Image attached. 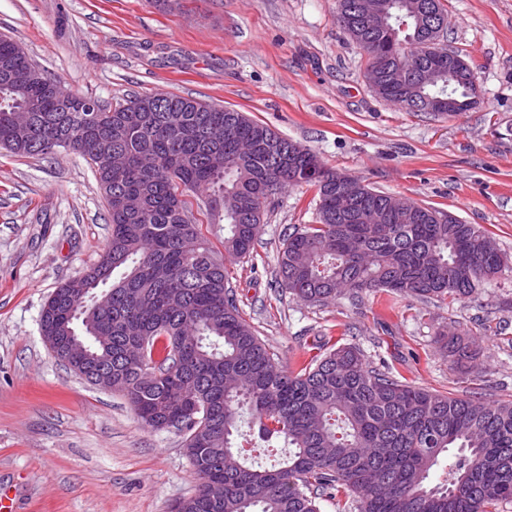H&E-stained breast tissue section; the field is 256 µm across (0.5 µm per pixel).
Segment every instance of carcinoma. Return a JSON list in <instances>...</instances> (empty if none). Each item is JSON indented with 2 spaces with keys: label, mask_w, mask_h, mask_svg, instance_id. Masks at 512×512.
I'll use <instances>...</instances> for the list:
<instances>
[{
  "label": "carcinoma",
  "mask_w": 512,
  "mask_h": 512,
  "mask_svg": "<svg viewBox=\"0 0 512 512\" xmlns=\"http://www.w3.org/2000/svg\"><path fill=\"white\" fill-rule=\"evenodd\" d=\"M391 28L362 31L359 0H337L336 22L378 68L387 96L448 98L471 110L448 59L421 48L416 19L448 15L441 0H386ZM19 69L14 41L0 36V67ZM145 112L99 106L92 125L82 97L61 83L0 80V148L17 156L62 148L95 160L98 140L127 161L105 192L112 233L84 287L112 291V307L75 306L59 286L41 312L44 336H78L87 368L112 377V391L154 429L185 436L199 479L178 512H320L345 496L344 512H498L512 502V402L440 395L368 362L353 344L319 345L295 370L280 366L242 317L224 260L251 256L271 196L314 189L316 220L288 234L276 279L311 304L346 292L463 301L508 268L478 224L409 198L384 224L336 214V171L310 149L234 109L195 112L198 100L149 95ZM201 198L220 246L189 216L183 196ZM452 368L468 373L479 351L468 336L439 339ZM288 454L270 466L249 460L244 415ZM448 476L430 483L440 459Z\"/></svg>",
  "instance_id": "carcinoma-1"
}]
</instances>
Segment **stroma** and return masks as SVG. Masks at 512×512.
Here are the masks:
<instances>
[{
  "label": "stroma",
  "instance_id": "stroma-1",
  "mask_svg": "<svg viewBox=\"0 0 512 512\" xmlns=\"http://www.w3.org/2000/svg\"><path fill=\"white\" fill-rule=\"evenodd\" d=\"M443 3L447 43L479 84L476 106L450 118L371 91L336 0H0V35L107 107L163 92L244 112L375 190L482 225L512 257V0ZM313 197L276 195L252 257L225 262L243 317L281 365L297 368L329 338L433 392L512 401V272L451 304L384 293L301 302L275 273L288 234L314 223ZM110 235L90 160L0 149V488L13 512H172L197 488L183 433L144 426L41 334L48 296L94 265ZM448 329L481 348L469 375L435 343Z\"/></svg>",
  "mask_w": 512,
  "mask_h": 512
}]
</instances>
